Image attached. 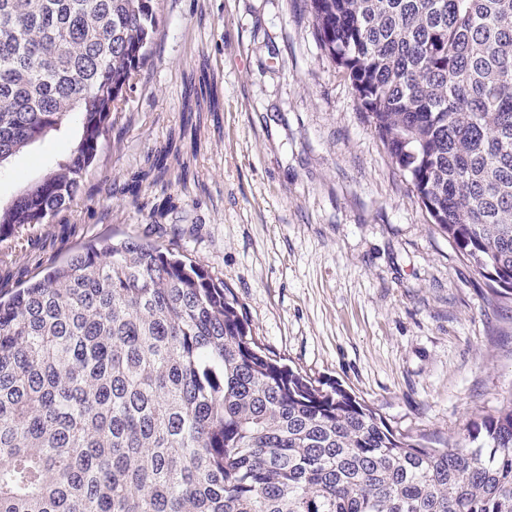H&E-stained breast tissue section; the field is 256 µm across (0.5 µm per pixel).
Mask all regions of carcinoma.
Segmentation results:
<instances>
[{
  "label": "carcinoma",
  "mask_w": 512,
  "mask_h": 512,
  "mask_svg": "<svg viewBox=\"0 0 512 512\" xmlns=\"http://www.w3.org/2000/svg\"><path fill=\"white\" fill-rule=\"evenodd\" d=\"M312 9L432 223L511 298L512 0ZM158 23V0H0V162L81 118L0 241L74 203ZM468 439L431 448L288 368L224 282L145 237L0 291V512H512V396Z\"/></svg>",
  "instance_id": "1"
}]
</instances>
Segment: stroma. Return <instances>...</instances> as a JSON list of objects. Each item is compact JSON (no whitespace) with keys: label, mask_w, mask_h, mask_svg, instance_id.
<instances>
[{"label":"stroma","mask_w":512,"mask_h":512,"mask_svg":"<svg viewBox=\"0 0 512 512\" xmlns=\"http://www.w3.org/2000/svg\"><path fill=\"white\" fill-rule=\"evenodd\" d=\"M150 59L82 193L0 242V288L104 237L150 236L234 293L265 348L395 431L466 442L512 396V300L432 224L320 47L311 0H159ZM218 111L191 96L200 73ZM198 114L192 130L187 112ZM79 117L0 166V206L73 146ZM168 157L165 187L112 188ZM178 239L150 228L161 191Z\"/></svg>","instance_id":"1"}]
</instances>
